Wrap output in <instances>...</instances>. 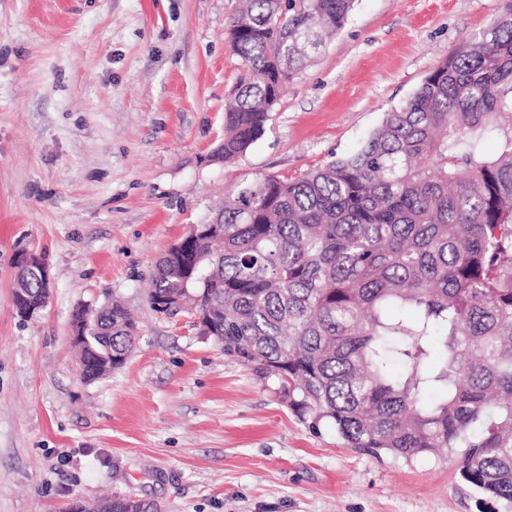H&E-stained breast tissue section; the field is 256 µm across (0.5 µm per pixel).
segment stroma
I'll return each mask as SVG.
<instances>
[{"label":"stroma","instance_id":"1","mask_svg":"<svg viewBox=\"0 0 512 512\" xmlns=\"http://www.w3.org/2000/svg\"><path fill=\"white\" fill-rule=\"evenodd\" d=\"M238 0H0V512L112 494L161 512H504L458 448L404 458L309 428L187 315L147 300L157 257L226 194L348 154L501 0H355L233 165L210 161L240 77ZM41 254V315L14 307V259ZM120 301L125 364L80 377L73 310Z\"/></svg>","mask_w":512,"mask_h":512}]
</instances>
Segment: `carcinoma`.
I'll return each instance as SVG.
<instances>
[{
    "label": "carcinoma",
    "mask_w": 512,
    "mask_h": 512,
    "mask_svg": "<svg viewBox=\"0 0 512 512\" xmlns=\"http://www.w3.org/2000/svg\"><path fill=\"white\" fill-rule=\"evenodd\" d=\"M353 3L242 0L226 30L242 75L212 160L249 150ZM496 129L508 133L487 156ZM212 217L224 234L156 261L155 312L163 298L199 310L224 355L356 452L464 449L461 478L512 507V0L355 151L246 184ZM18 285L46 303L35 272ZM79 314L91 346L81 363L98 379L111 372L106 358L126 361L136 326L117 301ZM110 502L153 512L144 500Z\"/></svg>",
    "instance_id": "carcinoma-1"
}]
</instances>
